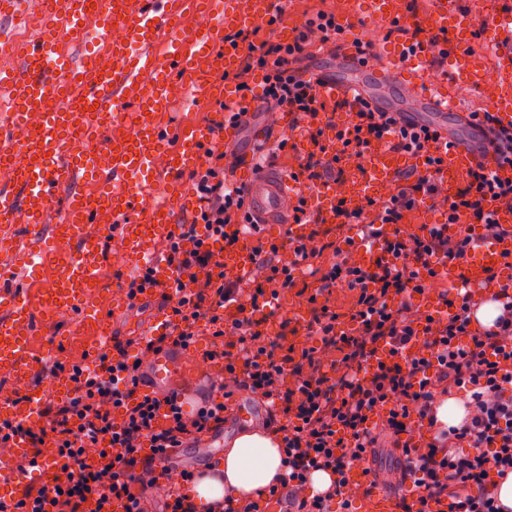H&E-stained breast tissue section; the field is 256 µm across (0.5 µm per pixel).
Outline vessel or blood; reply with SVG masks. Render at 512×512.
<instances>
[{
  "label": "vessel or blood",
  "mask_w": 512,
  "mask_h": 512,
  "mask_svg": "<svg viewBox=\"0 0 512 512\" xmlns=\"http://www.w3.org/2000/svg\"><path fill=\"white\" fill-rule=\"evenodd\" d=\"M38 5L41 14L51 17V30L30 45L23 69L0 67V93L8 96L7 102L0 103V159L17 164L12 188L0 189V224H25L29 238L37 242L25 262L38 267L49 255L40 241L42 214L57 207L58 197H65V206L59 207L62 238L78 243L80 249L73 264L53 277L44 304L51 310L67 308L81 315L84 324L104 340L108 333L87 306L88 292L101 283L103 267L101 255L89 243L88 226L98 223L104 212L114 222L132 217L117 252L124 260L151 269L155 288L172 284L175 275L157 247L178 234L175 211L196 207L176 186L186 173L200 167L209 149L231 145L234 136L220 116L207 123L184 124L172 136L163 116L182 99L191 80L201 90L219 86L224 98H236L234 84L225 82L224 76L238 69L242 50L228 40V33L272 20L285 28L292 18L276 16L274 0H106L100 11L88 6L87 0H38ZM403 18L404 0H354L343 36L351 38L364 21L383 24ZM91 19L97 25L98 43L112 55L111 69H98L89 57L82 66H73L63 49L64 42L85 37ZM420 22L448 34L449 85L430 84L431 50L424 44L399 40L382 47V64L369 69L356 51L346 53V61L354 71H368L379 86L401 85L419 111H454L462 92L474 90L483 94L502 126L512 125V9L496 10L488 26L487 40L500 59L490 83L484 80L487 57L472 44L477 23L473 9L461 8L457 0H433ZM117 27L124 31L123 40L112 37ZM30 112L42 113L43 122L31 130L23 145H15L9 130ZM84 129L98 138L110 134V141L103 144L106 162L92 166L85 161L73 141L74 133ZM160 152L168 158L162 169L153 164ZM441 156L439 176L448 187L454 186L459 171L479 164L494 170L501 180L512 179L511 165L497 162L470 143L454 144ZM412 163L410 155L386 148L351 158L359 174L343 193L349 209L386 196L393 175ZM243 170L247 205L258 224L287 223L294 182L249 164ZM74 174L86 181V189L70 190ZM163 177L171 191L159 200L154 190ZM391 230L388 224L375 225L370 245L356 251L357 262L372 265ZM509 252L512 237L480 245L465 266L451 262L442 265L440 272L450 279L463 274L478 283L474 299L479 302L490 295L481 285L487 270L496 271L499 281H512V268L504 260ZM6 306L8 315L0 318V368L33 379L37 365L30 352L31 311L20 293L10 296ZM184 362V352H162L146 358L140 371L150 391L162 396L175 391L183 378ZM0 415L25 420L32 427L38 424L30 402H1ZM31 454L28 439L18 436L9 456L0 457L1 497L16 496L19 483L13 478V464Z\"/></svg>",
  "instance_id": "obj_1"
}]
</instances>
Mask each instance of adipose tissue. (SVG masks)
Segmentation results:
<instances>
[{
    "mask_svg": "<svg viewBox=\"0 0 512 512\" xmlns=\"http://www.w3.org/2000/svg\"><path fill=\"white\" fill-rule=\"evenodd\" d=\"M280 443L279 435L265 429L247 430L229 440L215 474L194 488L198 512L227 497L242 501L265 495L283 475Z\"/></svg>",
    "mask_w": 512,
    "mask_h": 512,
    "instance_id": "ef3b65f1",
    "label": "adipose tissue"
}]
</instances>
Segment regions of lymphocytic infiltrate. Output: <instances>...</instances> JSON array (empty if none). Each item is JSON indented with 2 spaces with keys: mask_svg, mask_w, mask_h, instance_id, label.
Wrapping results in <instances>:
<instances>
[{
  "mask_svg": "<svg viewBox=\"0 0 512 512\" xmlns=\"http://www.w3.org/2000/svg\"><path fill=\"white\" fill-rule=\"evenodd\" d=\"M340 33L336 12L326 9L306 14L287 41L259 38L254 28L231 33L243 56L229 77L238 103L227 107L225 120L246 129L256 102L268 113L288 110L290 133L307 144L289 172L302 187L290 203L291 221L307 231L260 241L248 270L226 273L217 256L239 247L233 228L248 221L244 188L234 180L245 158L228 147L217 153V165L192 172L201 205L165 254L176 272L205 271L204 281L188 290L176 280L160 292L170 333L144 344L113 333L90 367L42 361L39 377L68 373L70 393L42 401L39 430L0 417V444L23 435L37 454L48 436L64 464L50 481L25 485L19 498L0 499V512H114L117 502L123 512H153L156 501L162 512H197L189 493L197 473L181 470L179 482L161 486L155 464L223 429L227 402L238 391L264 403L267 427L282 436L287 474L268 490L279 512H325L330 501L351 512L347 473L357 464L373 484L397 493L400 512H501L498 481L512 474V285L493 296L500 313L492 326L476 329L471 294L443 280L438 267L465 264L479 244L512 235V225L493 218L498 208L512 209V181L480 165L445 191L434 168L449 144L447 131L347 87L326 98L322 77L307 63L318 51L340 52ZM256 72L263 75L258 95L249 83ZM464 122L479 152L512 165V127L499 126L487 109ZM379 147L425 156L429 168L397 172L390 194L357 212L336 198L335 222L311 208L309 192L324 184L340 189L356 178L344 155ZM424 208L439 212L442 223L409 229ZM376 224L394 231L375 264L364 267L354 253L368 245ZM348 225L356 236L344 235ZM327 250L332 261L306 300L305 317L276 316L280 296L298 287L304 267ZM337 288L352 295L347 309L325 300ZM429 291L451 316L418 313L415 300ZM204 335L210 339L204 359L222 366L217 398L190 415L177 395L141 392L142 357L190 349ZM452 394L460 395L466 414L459 425L444 427L435 408L439 396ZM379 448L392 449L395 467L376 470ZM318 470L330 472L331 486L305 494Z\"/></svg>",
  "mask_w": 512,
  "mask_h": 512,
  "instance_id": "f902f5d3",
  "label": "lymphocytic infiltrate"
}]
</instances>
